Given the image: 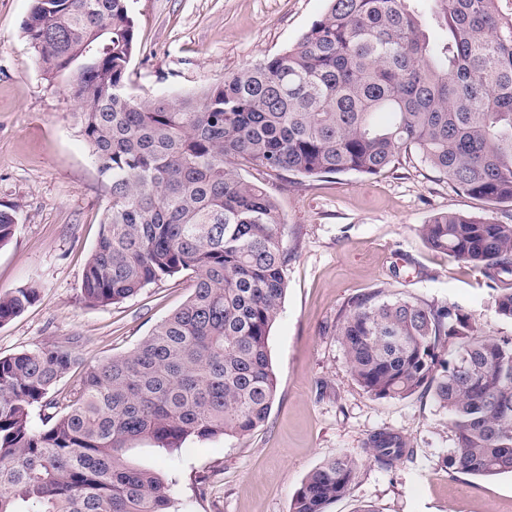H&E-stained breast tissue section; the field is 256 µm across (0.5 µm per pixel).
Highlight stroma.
<instances>
[{"mask_svg":"<svg viewBox=\"0 0 512 512\" xmlns=\"http://www.w3.org/2000/svg\"><path fill=\"white\" fill-rule=\"evenodd\" d=\"M31 0H0V209L17 211L0 246V294L39 291L0 326V357L76 339V362L57 386L69 391L88 368L132 351L192 294L178 275L133 297L92 306L82 297L85 264L109 194L73 119L66 80L44 79L23 33ZM137 52L128 76L138 96H177L218 83L293 47L327 0H130ZM276 198L291 253L283 311L268 350L278 380L265 426L244 438L187 441L170 452L139 445L136 461L175 479L176 512H290L306 475L344 452L361 459L350 495L329 512H512V475L449 474L456 448L448 417L428 396L379 400L353 380L336 340V317L354 296L384 285L459 306L487 334L512 338L481 273L429 249L417 228L439 212L502 216L428 166L417 152L377 176L301 178L245 169ZM407 437L414 454L386 469L367 460L369 437Z\"/></svg>","mask_w":512,"mask_h":512,"instance_id":"obj_1","label":"stroma"}]
</instances>
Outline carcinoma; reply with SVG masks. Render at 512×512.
<instances>
[{
  "label": "carcinoma",
  "instance_id": "cac0c4a2",
  "mask_svg": "<svg viewBox=\"0 0 512 512\" xmlns=\"http://www.w3.org/2000/svg\"><path fill=\"white\" fill-rule=\"evenodd\" d=\"M129 2L34 0L23 26L44 75L70 74L73 118L110 195L82 295L107 306L179 274L194 291L58 399L71 346L0 357V512H173L169 482L126 460L133 442L178 448L266 422L277 391L268 337L290 254L277 200L242 168L370 176L413 149L456 189L512 203V0H327L294 47L177 98L128 90ZM15 224L16 210L0 209L1 246ZM417 232L478 269L512 321V223L441 212ZM36 297L0 294V325ZM336 339L369 396H432L457 444L448 472L512 473V338L379 286L347 302ZM36 406L48 410L41 430ZM413 453L395 432L368 440L384 468ZM359 472L350 454L327 459L292 512H328Z\"/></svg>",
  "mask_w": 512,
  "mask_h": 512
}]
</instances>
